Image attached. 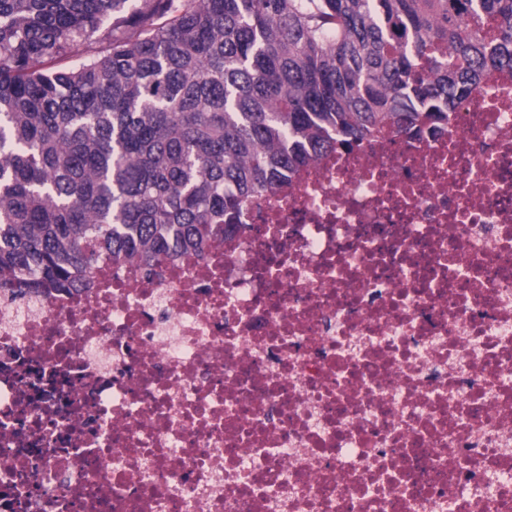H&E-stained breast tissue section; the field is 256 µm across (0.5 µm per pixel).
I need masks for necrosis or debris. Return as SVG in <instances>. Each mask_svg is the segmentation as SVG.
<instances>
[{"instance_id":"necrosis-or-debris-1","label":"necrosis or debris","mask_w":512,"mask_h":512,"mask_svg":"<svg viewBox=\"0 0 512 512\" xmlns=\"http://www.w3.org/2000/svg\"><path fill=\"white\" fill-rule=\"evenodd\" d=\"M0 512H512V70L204 257L0 290Z\"/></svg>"}]
</instances>
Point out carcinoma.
<instances>
[{
	"instance_id": "obj_1",
	"label": "carcinoma",
	"mask_w": 512,
	"mask_h": 512,
	"mask_svg": "<svg viewBox=\"0 0 512 512\" xmlns=\"http://www.w3.org/2000/svg\"><path fill=\"white\" fill-rule=\"evenodd\" d=\"M491 68L512 0H0V289L201 253L312 154L446 121Z\"/></svg>"
}]
</instances>
